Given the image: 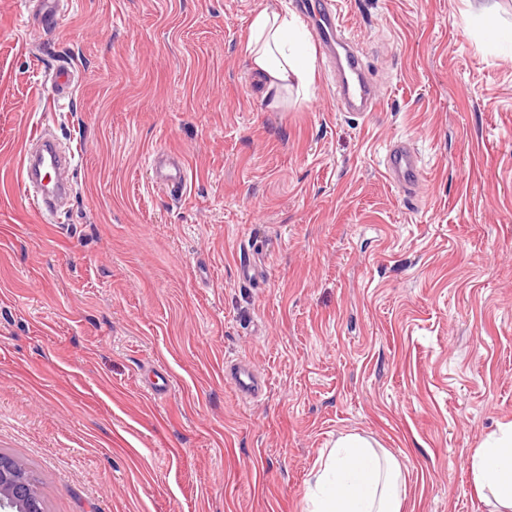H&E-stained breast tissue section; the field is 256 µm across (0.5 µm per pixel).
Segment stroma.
I'll use <instances>...</instances> for the list:
<instances>
[{
	"label": "stroma",
	"instance_id": "35a3bbf8",
	"mask_svg": "<svg viewBox=\"0 0 512 512\" xmlns=\"http://www.w3.org/2000/svg\"><path fill=\"white\" fill-rule=\"evenodd\" d=\"M296 2L64 0L37 34L0 0V454L47 512H303L347 433L399 460L403 512L489 510L468 463L512 422V43L481 14L511 24L512 0H336L366 115L321 53L310 97L265 101L248 24ZM41 127L75 152L50 224L21 179ZM400 139L413 199L384 174ZM238 356L255 400L225 381ZM386 176L405 194L413 196L419 187L422 168L415 147L409 140L392 144L385 159ZM153 160L157 186L170 195L182 197L187 176L184 159L157 149Z\"/></svg>",
	"mask_w": 512,
	"mask_h": 512
}]
</instances>
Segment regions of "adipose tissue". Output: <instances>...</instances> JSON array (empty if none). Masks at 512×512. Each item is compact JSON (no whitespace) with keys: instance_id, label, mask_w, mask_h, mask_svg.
Here are the masks:
<instances>
[{"instance_id":"adipose-tissue-1","label":"adipose tissue","mask_w":512,"mask_h":512,"mask_svg":"<svg viewBox=\"0 0 512 512\" xmlns=\"http://www.w3.org/2000/svg\"><path fill=\"white\" fill-rule=\"evenodd\" d=\"M303 28L290 13L261 10L248 27L244 52L251 73L272 98L314 84L312 58L303 56ZM473 483L492 512H512V425L491 436L470 459ZM406 479L399 461L357 435H344L320 458L306 512H403Z\"/></svg>"}]
</instances>
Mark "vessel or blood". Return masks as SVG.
<instances>
[{"mask_svg": "<svg viewBox=\"0 0 512 512\" xmlns=\"http://www.w3.org/2000/svg\"><path fill=\"white\" fill-rule=\"evenodd\" d=\"M61 0H36L31 14L33 27L46 31L55 27L60 15ZM307 14L317 15L318 41L325 52L334 54L339 69L344 74L339 95L349 111H373L377 98L374 85L362 69L353 50L354 38L347 31L337 12L317 9L314 0H302ZM73 153L59 149L47 129H40L29 137L23 156V182L34 207L43 219H50L56 212V203L72 191L71 169ZM156 184L166 193L183 195L186 184V166L182 157L166 150L154 152ZM385 171L392 184L408 195H415L422 176L420 159L410 141L392 144L385 159ZM226 379L243 396H257L264 385L261 377L245 361L227 363Z\"/></svg>", "mask_w": 512, "mask_h": 512, "instance_id": "obj_1", "label": "vessel or blood"}]
</instances>
